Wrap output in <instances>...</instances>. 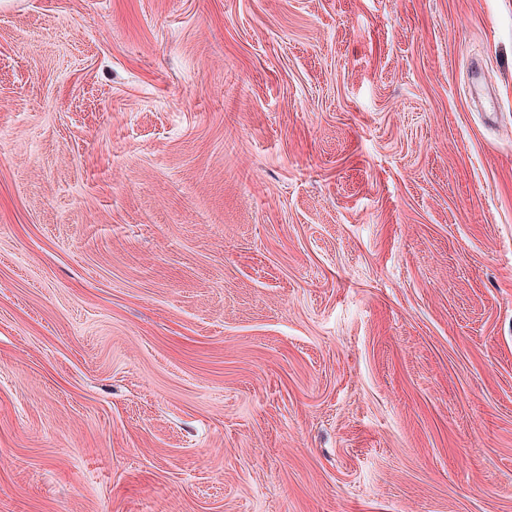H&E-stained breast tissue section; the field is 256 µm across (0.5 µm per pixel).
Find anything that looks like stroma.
I'll use <instances>...</instances> for the list:
<instances>
[{
	"instance_id": "1",
	"label": "stroma",
	"mask_w": 512,
	"mask_h": 512,
	"mask_svg": "<svg viewBox=\"0 0 512 512\" xmlns=\"http://www.w3.org/2000/svg\"><path fill=\"white\" fill-rule=\"evenodd\" d=\"M0 512H512V0H0Z\"/></svg>"
}]
</instances>
